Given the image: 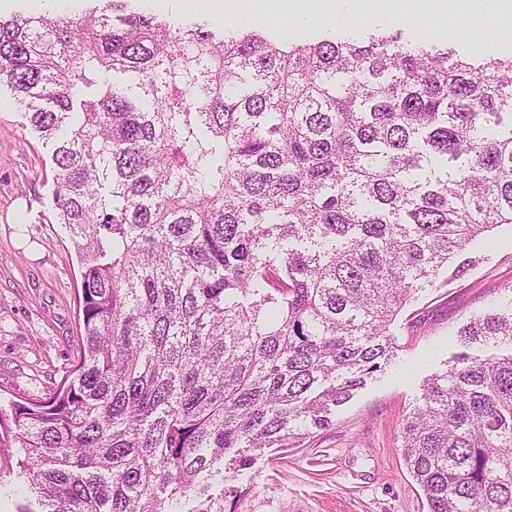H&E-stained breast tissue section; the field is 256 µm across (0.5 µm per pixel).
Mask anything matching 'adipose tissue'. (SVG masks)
Listing matches in <instances>:
<instances>
[{
    "label": "adipose tissue",
    "instance_id": "ef3b65f1",
    "mask_svg": "<svg viewBox=\"0 0 512 512\" xmlns=\"http://www.w3.org/2000/svg\"><path fill=\"white\" fill-rule=\"evenodd\" d=\"M290 8L304 22L377 18L403 22L416 17L428 31L443 35L512 22V0H292Z\"/></svg>",
    "mask_w": 512,
    "mask_h": 512
}]
</instances>
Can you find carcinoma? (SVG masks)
Masks as SVG:
<instances>
[{
  "label": "carcinoma",
  "mask_w": 512,
  "mask_h": 512,
  "mask_svg": "<svg viewBox=\"0 0 512 512\" xmlns=\"http://www.w3.org/2000/svg\"><path fill=\"white\" fill-rule=\"evenodd\" d=\"M128 2L0 19L83 324L71 378L0 405L16 512H225L224 472L332 426L407 305L512 225V54L406 22L175 32ZM456 336L512 346V303ZM401 451L429 512H512V354L432 376Z\"/></svg>",
  "instance_id": "obj_1"
}]
</instances>
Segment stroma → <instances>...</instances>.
<instances>
[{
	"label": "stroma",
	"instance_id": "obj_1",
	"mask_svg": "<svg viewBox=\"0 0 512 512\" xmlns=\"http://www.w3.org/2000/svg\"><path fill=\"white\" fill-rule=\"evenodd\" d=\"M174 27L213 19L184 0H138ZM52 150L0 86V399H47L80 354V273L67 230L54 218ZM464 278L419 293L406 309L396 356L336 410L334 424L300 447L265 448L224 484L226 512H428L402 460L400 431L427 379L461 355L484 360L506 345L451 342L469 315L512 300V226Z\"/></svg>",
	"mask_w": 512,
	"mask_h": 512
}]
</instances>
